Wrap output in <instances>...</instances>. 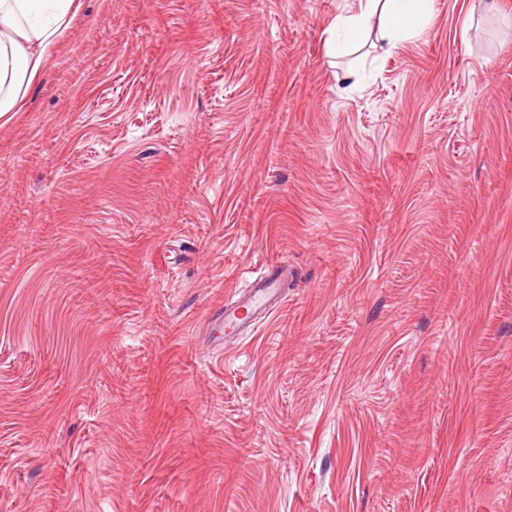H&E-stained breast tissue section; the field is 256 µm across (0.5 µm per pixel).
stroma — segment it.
<instances>
[{
	"label": "stroma",
	"instance_id": "stroma-1",
	"mask_svg": "<svg viewBox=\"0 0 512 512\" xmlns=\"http://www.w3.org/2000/svg\"><path fill=\"white\" fill-rule=\"evenodd\" d=\"M80 2L0 118V512H512V0ZM433 0H359V10L341 20L347 31V42L336 46L332 41L330 52L350 47L369 27L371 20L377 17L381 47L390 52L408 38L421 35L432 14ZM284 265L268 261L258 271L245 294L215 311L210 319L215 336L250 335L255 326L264 323L286 300Z\"/></svg>",
	"mask_w": 512,
	"mask_h": 512
}]
</instances>
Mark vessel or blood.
Segmentation results:
<instances>
[{
	"mask_svg": "<svg viewBox=\"0 0 512 512\" xmlns=\"http://www.w3.org/2000/svg\"><path fill=\"white\" fill-rule=\"evenodd\" d=\"M283 270L281 262H266L245 294L212 315L210 325L215 335L247 336L264 323L287 298Z\"/></svg>",
	"mask_w": 512,
	"mask_h": 512,
	"instance_id": "vessel-or-blood-1",
	"label": "vessel or blood"
}]
</instances>
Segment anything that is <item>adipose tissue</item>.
I'll return each mask as SVG.
<instances>
[{"mask_svg": "<svg viewBox=\"0 0 512 512\" xmlns=\"http://www.w3.org/2000/svg\"><path fill=\"white\" fill-rule=\"evenodd\" d=\"M76 8V0H0V116L24 101L44 67V47ZM432 8L433 0H359L341 23L352 43L377 23L389 51L425 31Z\"/></svg>", "mask_w": 512, "mask_h": 512, "instance_id": "obj_1", "label": "adipose tissue"}]
</instances>
